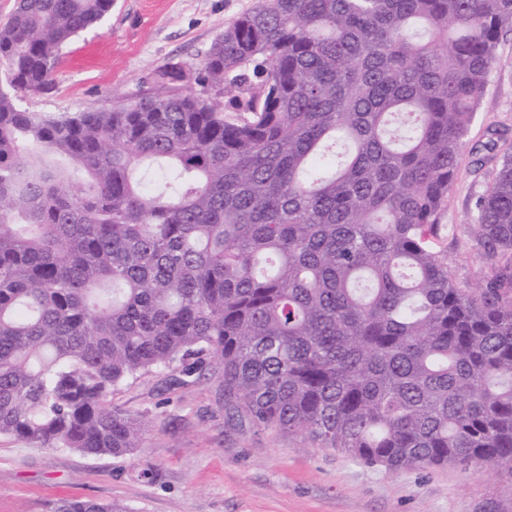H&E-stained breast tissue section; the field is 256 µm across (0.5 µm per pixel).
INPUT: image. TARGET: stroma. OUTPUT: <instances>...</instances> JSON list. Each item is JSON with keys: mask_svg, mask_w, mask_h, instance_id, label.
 Listing matches in <instances>:
<instances>
[{"mask_svg": "<svg viewBox=\"0 0 512 512\" xmlns=\"http://www.w3.org/2000/svg\"><path fill=\"white\" fill-rule=\"evenodd\" d=\"M255 0H112L97 24L61 51L53 86L24 108L47 117L111 107L152 91L171 62H199ZM466 138L435 240L459 287L478 288L500 255L471 222L503 150L512 147V31ZM496 140L498 149L483 145ZM156 369L113 391L109 406L145 424L136 457H92L0 435V512H50L62 498H91L130 512H512V471L477 463L392 471L368 466L274 427L230 418L222 373L182 384Z\"/></svg>", "mask_w": 512, "mask_h": 512, "instance_id": "1", "label": "stroma"}]
</instances>
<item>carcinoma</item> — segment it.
<instances>
[{
  "instance_id": "1",
  "label": "carcinoma",
  "mask_w": 512,
  "mask_h": 512,
  "mask_svg": "<svg viewBox=\"0 0 512 512\" xmlns=\"http://www.w3.org/2000/svg\"><path fill=\"white\" fill-rule=\"evenodd\" d=\"M111 9L17 0L0 27V435L131 455L108 397L177 364L369 466L512 470L511 154L475 202L508 254L485 288L434 246L512 0H256L152 95L21 108Z\"/></svg>"
}]
</instances>
